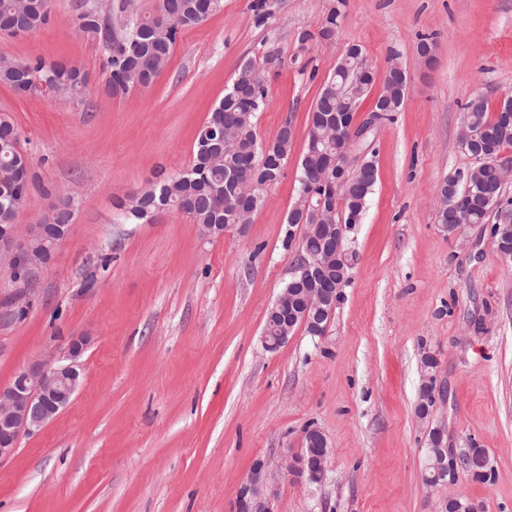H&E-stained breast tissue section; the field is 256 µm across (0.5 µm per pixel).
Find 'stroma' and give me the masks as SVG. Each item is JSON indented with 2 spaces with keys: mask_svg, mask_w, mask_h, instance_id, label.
Masks as SVG:
<instances>
[{
  "mask_svg": "<svg viewBox=\"0 0 512 512\" xmlns=\"http://www.w3.org/2000/svg\"><path fill=\"white\" fill-rule=\"evenodd\" d=\"M80 2L49 0L43 29L0 34V56L79 65L95 88L73 99L0 85V115L32 158L18 224L39 223L57 198L74 203L38 303L24 322L0 321V386L68 336L92 338L70 405L0 463V512H235L253 461L278 474L310 425L333 448L326 478H280L269 512H440L451 495L512 512V263L488 225L451 236L435 220L442 182L474 164L459 143L464 105L512 94V0H268L261 24L252 0H222L179 34L151 87L118 97L103 90L102 44L77 31ZM337 5L336 37L322 39ZM353 44L376 77L399 62L408 93L354 155L378 178L347 234L349 283L325 334L301 329L270 352L260 336L291 275L283 239L308 115ZM267 47L280 63L263 61ZM248 61L268 91L259 137L296 129L251 224L208 238L176 212L121 223L117 202L191 164L198 128ZM428 355L439 397L422 420ZM434 428L455 453L484 449L490 478L427 484Z\"/></svg>",
  "mask_w": 512,
  "mask_h": 512,
  "instance_id": "1",
  "label": "stroma"
}]
</instances>
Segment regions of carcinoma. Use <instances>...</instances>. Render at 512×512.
<instances>
[{"mask_svg":"<svg viewBox=\"0 0 512 512\" xmlns=\"http://www.w3.org/2000/svg\"><path fill=\"white\" fill-rule=\"evenodd\" d=\"M34 2V13L25 19L18 16L17 0H0V28L18 25L35 32L46 26L49 22L48 0ZM220 7L221 0H162L157 13L128 18L125 16V0H110L105 10L92 0H83L77 14V27L83 36L106 48V92L125 94L133 76L138 77L144 87L155 82L161 76V68L168 67L177 34L199 25ZM338 18L336 9L328 13L319 30L320 37L325 40L336 37ZM349 66L351 70L337 69L329 76L309 112L305 156L301 157L298 176V191H322L332 206L341 202L340 215L347 230L354 224V217L363 216L376 180L354 176L345 180L337 192L328 187L324 189L317 173L308 167L307 155L336 154V142L324 137L325 129L317 118L363 103L361 98L352 100L353 91L349 90L351 81L358 79L362 68L354 60ZM86 79L87 73L78 66L47 63L40 58L15 59L11 67L0 68V85L17 92L44 81L60 93L80 98L81 86ZM267 101L268 93L263 83L243 94L228 88L197 132L190 168L151 183L137 194L138 200L134 204L120 202L122 223L145 224L164 211L182 212L195 224L239 223L234 186L245 180L282 177V154L292 147L290 139L280 132L271 141H263L258 136L257 114L265 108ZM463 122L459 140L470 139L461 147L477 160L473 166L475 174L470 176L468 171L459 170L444 180L440 187L437 222L443 226L448 224V208L455 203L467 206L472 224H485L493 216L495 222L490 226L493 246L502 253L512 252V218H501L503 213H512V199L504 197L499 168L502 150L512 146V108L501 111L491 107L485 96L476 95L464 106ZM226 126L234 131V149L216 156L207 129L219 131ZM16 144L14 125L0 124V224L14 218L13 200L29 186L28 180L11 176L10 162ZM237 156L254 157L255 169L248 173L239 170ZM71 218L68 205L58 202L51 206L43 221L68 224ZM300 220L299 215L287 219L288 234L284 239V246L293 244L298 253L304 252L307 246L315 247L313 242L296 239L294 228ZM485 460L484 449H469L467 472L476 479H486L481 465Z\"/></svg>","mask_w":512,"mask_h":512,"instance_id":"1","label":"carcinoma"}]
</instances>
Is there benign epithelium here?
<instances>
[{"label":"benign epithelium","mask_w":512,"mask_h":512,"mask_svg":"<svg viewBox=\"0 0 512 512\" xmlns=\"http://www.w3.org/2000/svg\"><path fill=\"white\" fill-rule=\"evenodd\" d=\"M379 120L380 113L374 109L361 122L343 116L336 118L330 134L341 148L322 168L321 180L328 181L334 174L339 187L347 178L361 173L362 166H351V154ZM274 185L275 182L269 180L260 186L253 183L250 192L238 196V211L243 219L238 229L250 222L256 198L267 194ZM292 210L300 211L302 220L306 221L302 225L303 237L317 239L323 246L315 252L298 254L293 263L292 273L298 280L280 292L272 309L281 328L275 336L262 333L268 351H275L288 342L299 327L312 335H323L348 282L346 276H330L332 267L348 265L341 244L342 227L333 220L335 210L325 205L322 198L311 207L301 210L294 205ZM71 228L70 224L42 222L31 225L21 235L15 223L0 225V267L10 273L14 285L11 294L0 299L1 317L9 322L27 318L37 302L35 274L50 266ZM89 343L87 336H71L58 357L30 361L7 386L0 387V463L15 455L21 436L36 433L70 404L82 383L80 358ZM436 433L437 440L428 451L427 470L431 484L445 485L454 482L461 461L443 444L442 430L438 429ZM330 455L331 446L325 433L310 427L304 434L302 451L286 464L282 477L320 483L325 478ZM274 481L266 464L255 461L239 491L236 512H267L262 508V502Z\"/></svg>","instance_id":"obj_1"}]
</instances>
